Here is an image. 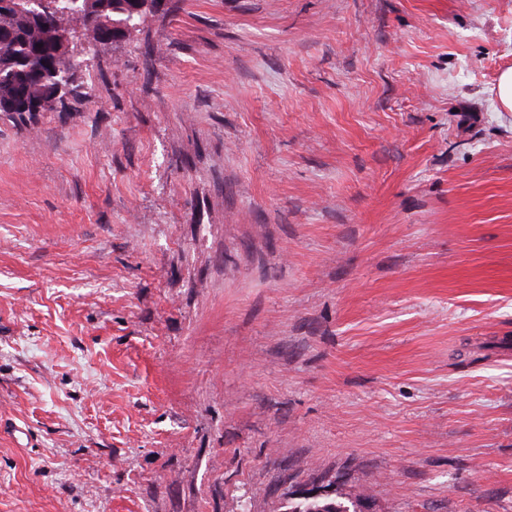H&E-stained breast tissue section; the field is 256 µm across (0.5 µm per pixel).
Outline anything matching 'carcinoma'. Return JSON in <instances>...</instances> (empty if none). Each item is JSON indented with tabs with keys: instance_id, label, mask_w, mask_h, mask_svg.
Instances as JSON below:
<instances>
[{
	"instance_id": "cac0c4a2",
	"label": "carcinoma",
	"mask_w": 512,
	"mask_h": 512,
	"mask_svg": "<svg viewBox=\"0 0 512 512\" xmlns=\"http://www.w3.org/2000/svg\"><path fill=\"white\" fill-rule=\"evenodd\" d=\"M132 0H58L56 11L29 22L12 8L0 6V116L21 119L14 103L32 102L61 91L58 107L87 95V60L74 39L84 22L101 28L105 53L114 38L136 28L147 14L131 11ZM289 512H345V507L317 499L299 502Z\"/></svg>"
}]
</instances>
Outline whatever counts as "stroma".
Returning a JSON list of instances; mask_svg holds the SVG:
<instances>
[{
    "instance_id": "35a3bbf8",
    "label": "stroma",
    "mask_w": 512,
    "mask_h": 512,
    "mask_svg": "<svg viewBox=\"0 0 512 512\" xmlns=\"http://www.w3.org/2000/svg\"><path fill=\"white\" fill-rule=\"evenodd\" d=\"M512 0H177L0 120V512H512ZM495 101L499 111L512 112V67L505 68L499 73Z\"/></svg>"
}]
</instances>
